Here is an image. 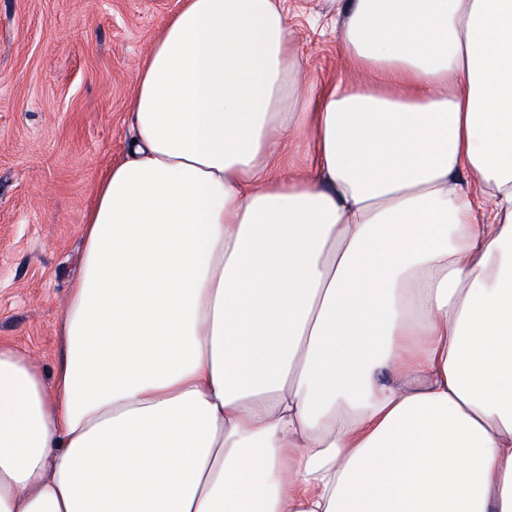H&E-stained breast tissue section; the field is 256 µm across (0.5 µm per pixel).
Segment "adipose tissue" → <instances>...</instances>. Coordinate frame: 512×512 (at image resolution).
I'll use <instances>...</instances> for the list:
<instances>
[{
    "mask_svg": "<svg viewBox=\"0 0 512 512\" xmlns=\"http://www.w3.org/2000/svg\"><path fill=\"white\" fill-rule=\"evenodd\" d=\"M181 0L53 379L0 346V512H512V0ZM288 13V24L301 56L307 60L306 82L313 91L345 82L343 47L338 39L343 15L338 0H278Z\"/></svg>",
    "mask_w": 512,
    "mask_h": 512,
    "instance_id": "obj_1",
    "label": "adipose tissue"
}]
</instances>
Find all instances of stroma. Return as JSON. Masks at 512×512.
Wrapping results in <instances>:
<instances>
[{"mask_svg": "<svg viewBox=\"0 0 512 512\" xmlns=\"http://www.w3.org/2000/svg\"><path fill=\"white\" fill-rule=\"evenodd\" d=\"M312 90L348 80L339 0H278ZM180 0H0V345L46 377L99 176L132 135L140 63Z\"/></svg>", "mask_w": 512, "mask_h": 512, "instance_id": "35a3bbf8", "label": "stroma"}]
</instances>
